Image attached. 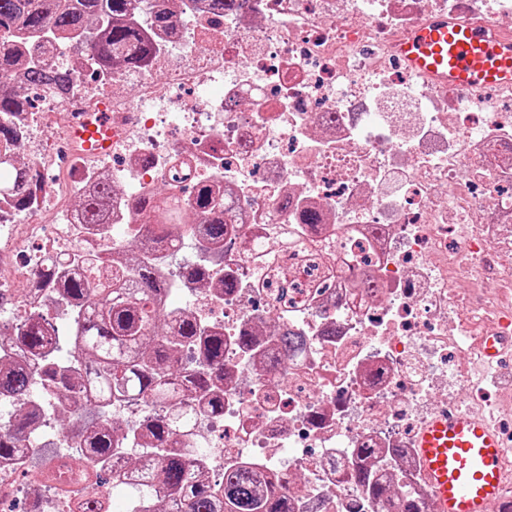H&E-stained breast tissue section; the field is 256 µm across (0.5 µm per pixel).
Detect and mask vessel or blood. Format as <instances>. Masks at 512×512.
Listing matches in <instances>:
<instances>
[{"label":"vessel or blood","mask_w":512,"mask_h":512,"mask_svg":"<svg viewBox=\"0 0 512 512\" xmlns=\"http://www.w3.org/2000/svg\"><path fill=\"white\" fill-rule=\"evenodd\" d=\"M409 70L445 87L490 89L512 85V42L492 37L481 25L461 26L438 17L423 21L397 45ZM70 149L99 156L112 148L107 106L73 123L66 134ZM478 349L486 362L512 356V343L482 337ZM417 452L434 512H498L512 480V460L496 426L457 409L435 415L423 427Z\"/></svg>","instance_id":"obj_1"}]
</instances>
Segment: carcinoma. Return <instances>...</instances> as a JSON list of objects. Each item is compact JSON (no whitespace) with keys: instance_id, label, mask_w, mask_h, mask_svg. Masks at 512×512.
I'll return each instance as SVG.
<instances>
[{"instance_id":"cac0c4a2","label":"carcinoma","mask_w":512,"mask_h":512,"mask_svg":"<svg viewBox=\"0 0 512 512\" xmlns=\"http://www.w3.org/2000/svg\"><path fill=\"white\" fill-rule=\"evenodd\" d=\"M174 0H0V141H19L20 131L8 120L10 114L30 106L26 91H49L62 96L69 90L70 68H47L35 57L18 50L20 39L53 38L73 46L86 58V67L97 72L108 69H141L149 66L157 31L170 28ZM242 0H210L211 11L226 15L238 11ZM0 179L17 196L16 211L32 201V169L18 162L0 169ZM112 180L108 177L79 195L77 223L90 230L111 227ZM189 207L200 218L189 236L198 243V261L187 265L179 276L187 282L209 284L210 254L224 247L232 225L224 219L220 191L206 181L192 186ZM131 208L149 215L154 229L148 238L127 232V243L135 257L119 254L110 259L95 254L85 258L82 270L66 276L52 260L41 271L42 283L59 285L58 293L70 308L74 329L68 338L71 369L57 364L56 342L40 314L24 325L0 324V338L18 340V358L0 364V395L25 398L39 382H50L67 395L84 390L89 419L79 423L67 417L74 447L96 469L107 475L112 487L124 486L125 471L113 463L118 448H132L130 465L145 471L152 496L140 512H287L283 495L275 489H257L246 468L224 474V485L216 486L202 475L194 449L177 433L185 405L195 402L206 414L224 412V332L206 331L190 313L171 314L167 300L173 292L171 279L148 254L179 245L173 227L181 223L184 209L179 202L160 204L154 198H135ZM112 261V278L94 277L98 265ZM280 354L268 357L267 367L280 364L279 355L301 352L305 341L292 329L277 338ZM196 351L195 365L182 366L180 347ZM143 403L151 413L137 424L119 431L113 426L116 408ZM35 413L19 412L0 425V459H19L29 448L24 438L33 429ZM353 477L367 500L383 512H422L417 493L409 488L400 494L376 478L362 465Z\"/></svg>"}]
</instances>
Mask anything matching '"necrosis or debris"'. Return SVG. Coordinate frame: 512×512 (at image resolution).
<instances>
[{"mask_svg": "<svg viewBox=\"0 0 512 512\" xmlns=\"http://www.w3.org/2000/svg\"><path fill=\"white\" fill-rule=\"evenodd\" d=\"M191 23L163 33L152 67L83 82L75 70L66 100L13 116L42 186L28 221L12 223L0 196V319L42 311L58 335L62 306L36 281L45 257L77 247L98 251L106 238L46 217L63 189L82 191L111 172L122 226L149 234L129 199L167 184L175 170L232 190L235 232L211 261L238 288H193L188 308L205 329L224 331V414L189 405L179 428L199 448L209 476L250 463L285 497L290 512H376L349 475L361 447L395 448L382 475L412 485L432 512L415 442L433 413L460 407L501 422L512 415V386L492 400L463 403L474 352L465 336H512V86L464 92L438 88L409 71L397 43L420 22L445 16L490 24L512 40V0H246L236 15H211L191 0ZM162 79H155L154 71ZM134 94H127L128 84ZM112 109V153L64 162L43 158L46 139L100 101ZM290 208H283V201ZM318 211L319 225L301 212ZM291 227L297 248L267 262L266 242ZM349 258L375 288L332 277L320 293L298 282L281 293L291 266ZM303 335L305 351L262 366L282 327ZM254 337L251 348L238 343ZM38 409L23 459L0 460V512H113L111 491L77 468L78 454L56 429L82 415L79 393L41 384L26 401L0 396V423ZM65 471L69 488L32 471Z\"/></svg>", "mask_w": 512, "mask_h": 512, "instance_id": "necrosis-or-debris-1", "label": "necrosis or debris"}]
</instances>
